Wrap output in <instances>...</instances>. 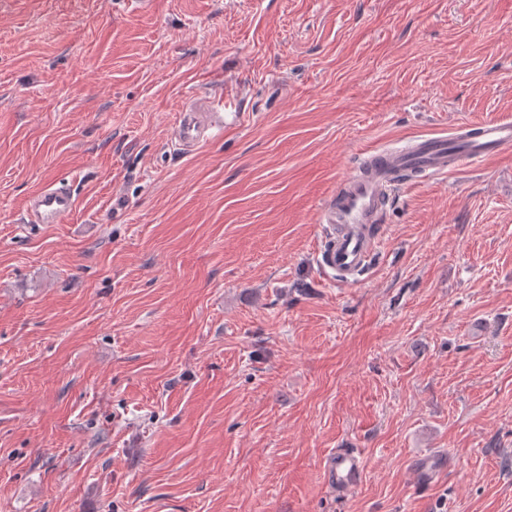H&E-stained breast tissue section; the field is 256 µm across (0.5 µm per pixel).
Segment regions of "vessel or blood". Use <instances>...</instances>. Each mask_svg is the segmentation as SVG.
<instances>
[{"instance_id": "1", "label": "vessel or blood", "mask_w": 512, "mask_h": 512, "mask_svg": "<svg viewBox=\"0 0 512 512\" xmlns=\"http://www.w3.org/2000/svg\"><path fill=\"white\" fill-rule=\"evenodd\" d=\"M225 115L209 97L197 96L184 102L176 125L178 141L193 149L223 129ZM512 152V122L488 120L454 127L450 132L416 137L400 146L366 152L359 171L343 179L319 213L331 236L319 247L320 264L337 278L365 268L379 246L385 207L403 175L425 177L472 165L490 157ZM77 206L76 195L67 184L44 187L31 199L26 219L31 224H58ZM360 453L343 450L332 454L325 466L329 487L344 493L353 489L362 474Z\"/></svg>"}]
</instances>
